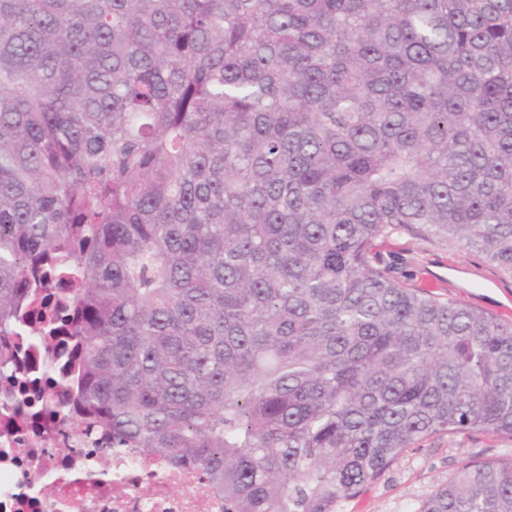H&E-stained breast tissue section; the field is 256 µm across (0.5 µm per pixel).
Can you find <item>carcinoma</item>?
<instances>
[{
	"mask_svg": "<svg viewBox=\"0 0 512 512\" xmlns=\"http://www.w3.org/2000/svg\"><path fill=\"white\" fill-rule=\"evenodd\" d=\"M394 233L512 279V0H0V367L58 277L110 447L343 512L429 437L512 438V321L401 283ZM416 512H512V460Z\"/></svg>",
	"mask_w": 512,
	"mask_h": 512,
	"instance_id": "cac0c4a2",
	"label": "carcinoma"
}]
</instances>
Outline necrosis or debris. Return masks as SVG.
<instances>
[{
    "label": "necrosis or debris",
    "instance_id": "4bbe7bcc",
    "mask_svg": "<svg viewBox=\"0 0 512 512\" xmlns=\"http://www.w3.org/2000/svg\"><path fill=\"white\" fill-rule=\"evenodd\" d=\"M84 431L77 410L42 425L0 393V512H224L199 469ZM104 456L111 480H90Z\"/></svg>",
    "mask_w": 512,
    "mask_h": 512
}]
</instances>
